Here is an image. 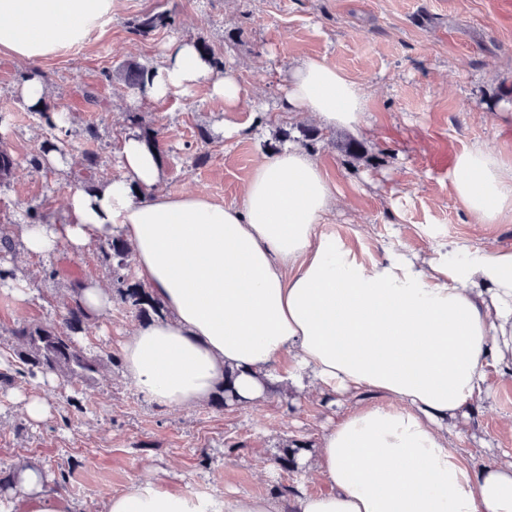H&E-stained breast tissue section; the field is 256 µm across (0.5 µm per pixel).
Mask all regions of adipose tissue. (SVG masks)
Instances as JSON below:
<instances>
[{
    "label": "adipose tissue",
    "mask_w": 512,
    "mask_h": 512,
    "mask_svg": "<svg viewBox=\"0 0 512 512\" xmlns=\"http://www.w3.org/2000/svg\"><path fill=\"white\" fill-rule=\"evenodd\" d=\"M112 13V0H0V53L37 64L79 45ZM207 85L228 112L242 86L213 77L194 46L169 44L144 87L158 100ZM286 103L323 123L353 127L360 89L325 63L295 68ZM120 176L76 189L62 224H25V248L48 255L119 233L138 279L167 316L137 326L121 344L125 374L163 407H189L236 374L240 405L271 386L352 395L357 404L328 426L315 473L325 491L295 494L290 512H512V461L475 466L448 440V421L487 398L490 372L512 373V249L450 267L432 257L365 256L320 224L333 191L304 150L264 157L240 203L158 191L159 155L134 137L119 149ZM453 186L476 224L512 218V170L496 155L459 154ZM291 367L279 371L282 356ZM20 512H64V500L34 465L21 466ZM106 512H277L261 497L217 503L146 481L112 495Z\"/></svg>",
    "instance_id": "obj_1"
}]
</instances>
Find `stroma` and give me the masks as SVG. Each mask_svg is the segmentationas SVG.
Masks as SVG:
<instances>
[{"instance_id": "obj_1", "label": "stroma", "mask_w": 512, "mask_h": 512, "mask_svg": "<svg viewBox=\"0 0 512 512\" xmlns=\"http://www.w3.org/2000/svg\"><path fill=\"white\" fill-rule=\"evenodd\" d=\"M162 11L178 15V31L133 34L144 14ZM175 40H203L223 53L243 87L240 111H225L202 85L154 101L107 81L126 61L161 65ZM311 60L362 89L358 127L321 125L285 108L292 70ZM38 68L48 98L72 116L69 149L43 170L28 167L46 132L18 94L26 63L0 54V113L7 116L0 139L16 160L0 188V226L17 229L34 203L50 223H64L83 153L98 154L101 177H118L124 114L138 109L162 131L164 193L238 203L265 154L300 146L303 130L315 127L320 136L310 155L334 189L324 230L376 258L434 255L458 265L492 247L512 248V221L471 223L452 185L463 150L480 148L512 165V0H115L111 18L83 44L59 50ZM87 90L100 106L85 100ZM261 109L268 118L259 124ZM90 126L96 138L87 136ZM200 126L209 130V143L196 140ZM349 139L361 143L359 155L340 151ZM203 153L206 163L195 164ZM14 264L27 290L0 287V373L12 376L0 382V477L33 461L53 481L66 466L68 512H104L111 494L147 480L219 501L270 499L280 484L309 494L325 490L312 472L282 471L276 459L294 439L306 442L304 455L313 457L323 430L344 410L339 395L303 398L284 387L247 407L158 406L125 378L123 363L105 360L119 354V342L139 323L120 303L92 315L76 338L88 355L104 359L93 379L17 373L12 329L58 320L69 294L67 281L45 279L43 268L68 269L111 294L117 284L95 242L78 252L63 243L46 257L20 246ZM489 384L486 400L448 424L451 445L483 463L512 454V375L490 373ZM33 397L48 403L45 420L24 414Z\"/></svg>"}]
</instances>
